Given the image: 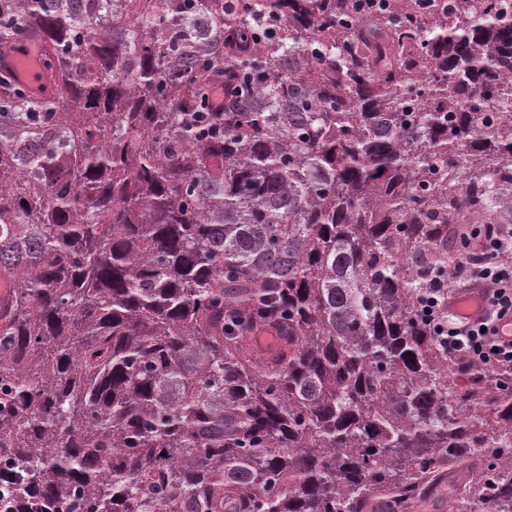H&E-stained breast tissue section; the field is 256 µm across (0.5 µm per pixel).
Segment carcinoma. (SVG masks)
<instances>
[{
	"label": "carcinoma",
	"instance_id": "carcinoma-1",
	"mask_svg": "<svg viewBox=\"0 0 512 512\" xmlns=\"http://www.w3.org/2000/svg\"><path fill=\"white\" fill-rule=\"evenodd\" d=\"M22 37L58 95L0 78V512H409L444 466L512 512V373L435 329L457 217L512 219L502 0H0Z\"/></svg>",
	"mask_w": 512,
	"mask_h": 512
}]
</instances>
